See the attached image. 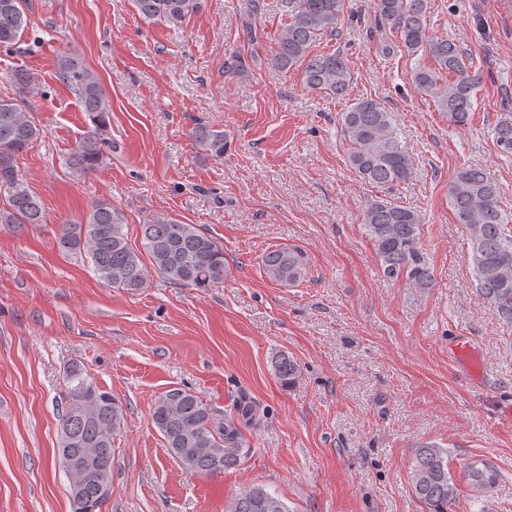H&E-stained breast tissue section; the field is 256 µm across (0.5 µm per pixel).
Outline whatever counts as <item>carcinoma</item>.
<instances>
[{
    "label": "carcinoma",
    "mask_w": 512,
    "mask_h": 512,
    "mask_svg": "<svg viewBox=\"0 0 512 512\" xmlns=\"http://www.w3.org/2000/svg\"><path fill=\"white\" fill-rule=\"evenodd\" d=\"M139 18L146 23H164L179 28L197 12L200 0H132ZM345 0H288V23L280 33L270 58L286 73L298 70L313 91L336 98L348 95L352 83L349 59L339 52L317 53L314 47L325 36H334L344 12ZM383 24L404 50L413 55L424 51L432 66L414 70L413 81L431 97L438 110L448 113L455 127L468 125L473 91L480 74L471 72L458 46L448 39L428 36L429 0H377ZM27 0H0V47L20 43L27 26ZM261 0H246V29L251 53L260 43L256 20L262 14ZM58 75L72 86L94 128L66 159L76 177L96 170L104 159L102 131L111 105L98 75L72 57L59 61ZM17 97L0 98V192L8 195L9 209L0 211L1 224H41L40 199L28 187L18 167V158L40 136L41 130L24 105L31 75L16 69L9 75ZM340 135L347 146V161L364 182L394 186L406 182L413 169L402 147L391 112L377 99H354L340 114ZM196 141L209 154L222 157L224 131L206 125L195 129ZM496 145L512 154V121L495 128ZM449 203L458 222L468 233L477 287L490 299L500 318L512 323V228L505 223L499 189L485 168L460 167L449 188ZM385 277L420 289L431 287L433 274L421 245V215L396 201H372L361 216ZM123 215L107 200L98 201L86 221L64 224L57 238L65 253H86L95 275L107 286L122 291L144 287L148 270L141 253L133 249L122 232ZM143 244L153 269L168 282L192 288H210L224 281V248L194 224L162 216L142 225ZM267 278L281 284L298 281L305 272L304 257L297 249H277L263 259ZM279 382L287 387L300 373L288 354L273 363ZM61 423L58 448L67 449L76 465L65 470L73 512H100L107 498L100 485L112 484L114 435L125 420L123 405L111 392L101 389L77 362L67 367L60 397ZM256 417L248 401L236 413H224L203 402L192 391L175 389L157 398L153 423L165 448L185 471L217 476L236 468L242 458L243 429ZM471 485L491 488L497 475L491 468L472 464ZM410 489L427 512H448L459 497L448 463V449L427 446L415 451L410 468ZM273 504L267 509L265 505ZM224 512H288L275 493L254 485L224 504Z\"/></svg>",
    "instance_id": "obj_1"
}]
</instances>
